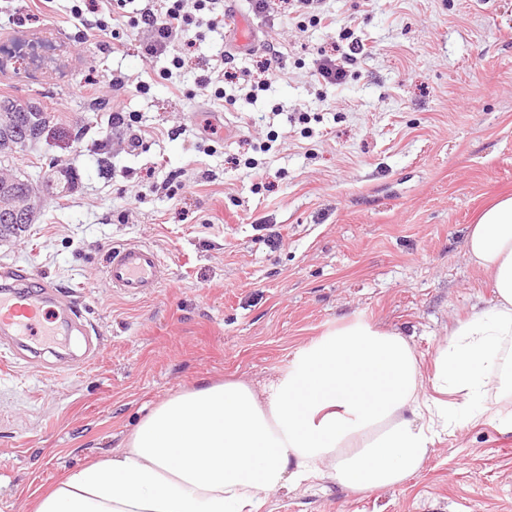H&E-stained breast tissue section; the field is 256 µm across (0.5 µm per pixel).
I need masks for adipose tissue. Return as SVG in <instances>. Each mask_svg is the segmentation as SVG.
<instances>
[{
    "instance_id": "obj_1",
    "label": "adipose tissue",
    "mask_w": 512,
    "mask_h": 512,
    "mask_svg": "<svg viewBox=\"0 0 512 512\" xmlns=\"http://www.w3.org/2000/svg\"><path fill=\"white\" fill-rule=\"evenodd\" d=\"M465 247L495 298L449 326L431 371L401 333L342 324L262 389L227 379L155 405L123 448L67 471L34 512H259L271 493L323 479L400 486L468 424L512 431V195L468 225Z\"/></svg>"
}]
</instances>
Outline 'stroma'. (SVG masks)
<instances>
[{"instance_id": "35a3bbf8", "label": "stroma", "mask_w": 512, "mask_h": 512, "mask_svg": "<svg viewBox=\"0 0 512 512\" xmlns=\"http://www.w3.org/2000/svg\"><path fill=\"white\" fill-rule=\"evenodd\" d=\"M72 5L51 0L38 13L31 0H0V46L50 50L1 68L0 95L51 115L49 132L10 162L39 210L0 238V271L60 286L99 350L82 367L51 359L47 373L0 360V512H31L38 489L121 448L182 390L227 378L261 386L349 320L402 333L427 364L452 322L492 300L465 237L487 203L512 194V0H335L339 25L371 48L340 89L309 77L333 33L296 34L287 16L253 15L241 0L260 43L237 67L268 78L273 41L285 68L238 110L196 84L224 72L231 30L180 45L181 66L164 80L168 57H145L140 35L125 33L122 55L110 32L87 35L109 0L80 16ZM116 108L138 120L142 149L126 150ZM202 112L224 113L233 136L202 148ZM52 160L73 179L65 193L43 182ZM172 170L185 186L170 197L160 185ZM130 242L170 271L136 300L104 274L109 252ZM262 512H512V432L467 425L403 485L352 492L325 480L272 494Z\"/></svg>"}]
</instances>
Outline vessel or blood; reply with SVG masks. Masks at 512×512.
I'll return each mask as SVG.
<instances>
[{"mask_svg": "<svg viewBox=\"0 0 512 512\" xmlns=\"http://www.w3.org/2000/svg\"><path fill=\"white\" fill-rule=\"evenodd\" d=\"M104 271L112 287L132 299L153 295L169 280V269L157 251L137 243L112 250ZM30 282L31 274L23 271L0 277V335L17 351L39 340L49 342L76 332L85 342L81 359L89 361L98 346L89 337L81 314L52 283L39 282L32 292Z\"/></svg>", "mask_w": 512, "mask_h": 512, "instance_id": "b4317fda", "label": "vessel or blood"}]
</instances>
